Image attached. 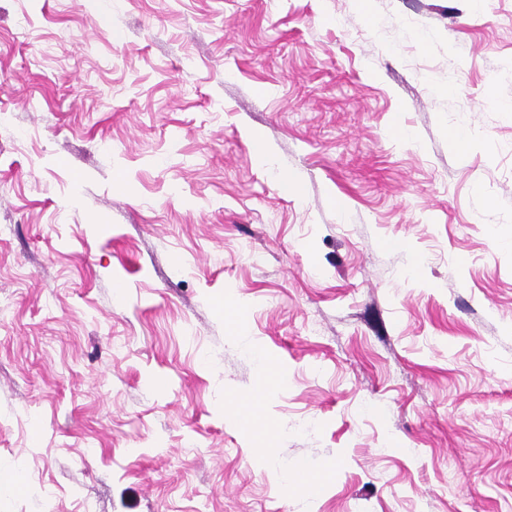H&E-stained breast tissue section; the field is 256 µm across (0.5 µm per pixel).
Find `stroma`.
<instances>
[{
    "label": "stroma",
    "instance_id": "stroma-1",
    "mask_svg": "<svg viewBox=\"0 0 512 512\" xmlns=\"http://www.w3.org/2000/svg\"><path fill=\"white\" fill-rule=\"evenodd\" d=\"M285 467L512 512V0H0V512Z\"/></svg>",
    "mask_w": 512,
    "mask_h": 512
}]
</instances>
